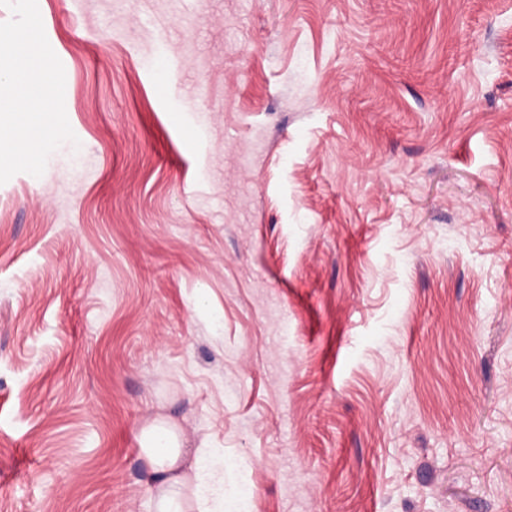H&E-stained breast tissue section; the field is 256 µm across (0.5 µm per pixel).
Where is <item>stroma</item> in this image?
<instances>
[{
  "label": "stroma",
  "mask_w": 512,
  "mask_h": 512,
  "mask_svg": "<svg viewBox=\"0 0 512 512\" xmlns=\"http://www.w3.org/2000/svg\"><path fill=\"white\" fill-rule=\"evenodd\" d=\"M65 127L0 167V512H512V0H0ZM140 446L148 472V488L155 501V512H188L176 489L199 481L205 459L198 455L188 461L182 448L181 433L165 421L144 427Z\"/></svg>",
  "instance_id": "obj_1"
}]
</instances>
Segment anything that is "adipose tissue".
Returning <instances> with one entry per match:
<instances>
[{
    "label": "adipose tissue",
    "mask_w": 512,
    "mask_h": 512,
    "mask_svg": "<svg viewBox=\"0 0 512 512\" xmlns=\"http://www.w3.org/2000/svg\"><path fill=\"white\" fill-rule=\"evenodd\" d=\"M36 42L34 32L18 34L11 48L16 58L15 72L0 69V87L14 89L11 98L0 97V120L6 121L10 129L9 146H0V167L23 162L34 174L41 168V144L49 134L48 103L59 88L55 77L33 67L38 57ZM140 446L156 512H187L177 490L199 481L204 458L187 459L179 431L165 421L144 427Z\"/></svg>",
    "instance_id": "obj_1"
}]
</instances>
